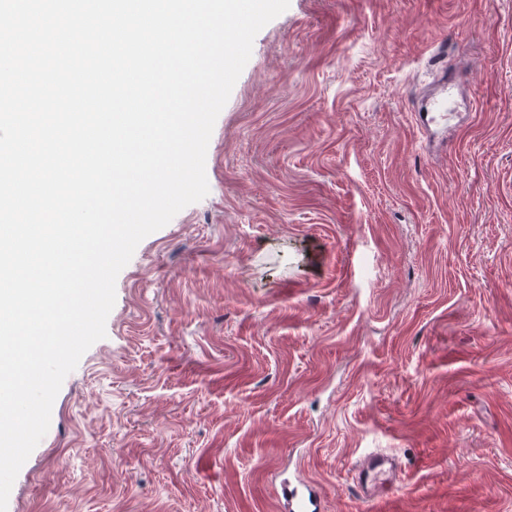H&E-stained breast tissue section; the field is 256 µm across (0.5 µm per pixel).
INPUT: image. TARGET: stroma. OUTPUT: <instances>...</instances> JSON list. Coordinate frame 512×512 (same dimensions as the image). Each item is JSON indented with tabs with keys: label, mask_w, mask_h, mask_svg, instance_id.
<instances>
[{
	"label": "stroma",
	"mask_w": 512,
	"mask_h": 512,
	"mask_svg": "<svg viewBox=\"0 0 512 512\" xmlns=\"http://www.w3.org/2000/svg\"><path fill=\"white\" fill-rule=\"evenodd\" d=\"M455 134L417 115L436 47ZM209 193L147 236L8 512H512V0H290L256 35ZM384 463L383 456H368L362 460L360 480L364 492L361 498L365 501L377 502L383 495L389 494L400 480L397 468L391 465L385 469ZM277 510L279 512H319L321 510L319 487L306 481L296 480V483H292L283 479L277 499Z\"/></svg>",
	"instance_id": "stroma-1"
}]
</instances>
